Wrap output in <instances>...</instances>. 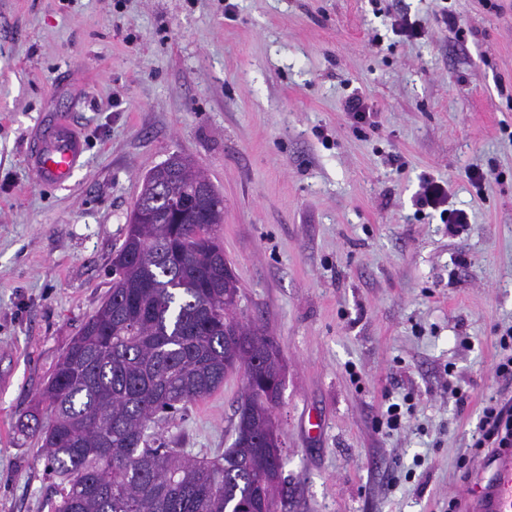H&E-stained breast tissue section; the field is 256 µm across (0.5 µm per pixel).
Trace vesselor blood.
Wrapping results in <instances>:
<instances>
[{"instance_id":"1","label":"vessel or blood","mask_w":512,"mask_h":512,"mask_svg":"<svg viewBox=\"0 0 512 512\" xmlns=\"http://www.w3.org/2000/svg\"><path fill=\"white\" fill-rule=\"evenodd\" d=\"M85 144L71 122L57 118L30 138L25 161L37 182L61 187L84 164ZM476 512H512V448L500 449L474 498Z\"/></svg>"}]
</instances>
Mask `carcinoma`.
I'll use <instances>...</instances> for the list:
<instances>
[{"instance_id":"carcinoma-1","label":"carcinoma","mask_w":512,"mask_h":512,"mask_svg":"<svg viewBox=\"0 0 512 512\" xmlns=\"http://www.w3.org/2000/svg\"><path fill=\"white\" fill-rule=\"evenodd\" d=\"M201 172L168 158L158 182L188 199L179 222L163 208L128 219L112 258L107 297L84 322L42 391L51 412L19 415L21 434L41 441L45 470L65 484L53 512H253L285 456L262 455L263 422L281 398L274 340L235 321L240 287L215 213L224 198L196 189ZM237 362L255 373L262 398L238 416V441L212 462L149 439L162 415L199 402Z\"/></svg>"}]
</instances>
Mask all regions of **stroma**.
<instances>
[{"instance_id": "35a3bbf8", "label": "stroma", "mask_w": 512, "mask_h": 512, "mask_svg": "<svg viewBox=\"0 0 512 512\" xmlns=\"http://www.w3.org/2000/svg\"><path fill=\"white\" fill-rule=\"evenodd\" d=\"M400 10L420 38L394 33ZM355 92L375 128H352ZM61 115L86 164L46 188L26 143ZM507 126L512 0H0V512H52L60 488L15 421L106 297L143 179L175 153L223 195L239 313L287 364L282 512L467 501L472 436L501 391L494 336L512 326ZM424 175L468 212L462 234L417 214ZM243 389L230 374L149 434L216 459ZM407 395L405 427L378 430Z\"/></svg>"}]
</instances>
